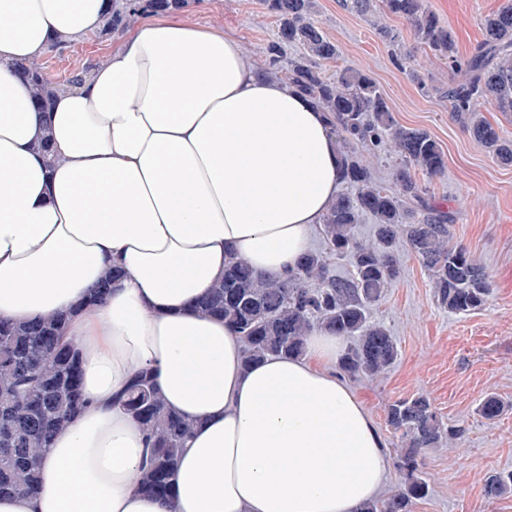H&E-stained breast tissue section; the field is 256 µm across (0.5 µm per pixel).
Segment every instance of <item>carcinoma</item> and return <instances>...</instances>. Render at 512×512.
Wrapping results in <instances>:
<instances>
[{"mask_svg":"<svg viewBox=\"0 0 512 512\" xmlns=\"http://www.w3.org/2000/svg\"><path fill=\"white\" fill-rule=\"evenodd\" d=\"M357 14L380 13L405 21L416 41L438 60L448 61V107L474 138L497 160L512 166V140L502 137L482 115L494 105L512 112V4L484 17L483 40L461 60L455 37L424 0H341ZM278 22L277 39L265 47L267 71L276 67L283 48L297 47L301 55L288 65L287 80L325 113L340 150L344 181L355 188L340 195L323 218L329 250L345 259V277L332 274L326 257L308 253L296 271L279 281L256 275L243 261L229 260L224 278L199 303L205 315H217L235 330L245 364L269 355L305 356L306 337L317 328L353 339L340 358L339 369L350 378H377L396 362L398 349L389 330L371 319L391 281L400 274L397 253L405 245L428 271L435 301L452 313L480 310L492 292L485 268L462 245L452 242L455 216L434 205L428 187L411 168L433 180L445 175L447 162L439 142L421 129L407 128L392 109L370 72L343 66L334 75L323 70L339 56L338 46L313 18L315 0H260ZM189 0H120L108 13L102 32L116 33L143 16L179 11ZM381 39L402 61L408 50L399 33L378 27ZM20 74L37 97L49 100L58 88L33 64L21 63ZM389 146L397 159L396 188L378 184L367 156ZM376 224L371 239L355 237L362 215ZM71 313H58L34 322L0 321V497L35 495L42 483L44 455L55 435L88 406L80 387L81 362L64 342ZM123 406L146 431L151 455L136 482L140 490L166 496L181 452L194 422L168 410L150 372L142 371L123 399ZM508 408L494 394L485 396L478 412L494 421ZM389 426L400 435L397 463L405 472L403 487L387 499L369 501L359 512H412L415 501L429 493L420 475L419 459L428 448L453 445L463 429L443 423L431 400L417 394L395 400L386 408ZM485 495H512V470L490 473Z\"/></svg>","mask_w":512,"mask_h":512,"instance_id":"obj_1","label":"carcinoma"}]
</instances>
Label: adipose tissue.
Listing matches in <instances>:
<instances>
[{
    "mask_svg": "<svg viewBox=\"0 0 512 512\" xmlns=\"http://www.w3.org/2000/svg\"><path fill=\"white\" fill-rule=\"evenodd\" d=\"M106 7L0 0V320L71 312L89 402L54 437L40 494L0 512H357L388 463L334 370L342 337L317 330L305 357L247 366L234 330L196 308L230 258L270 281L295 269L343 186L336 139L235 40L180 18L135 25L42 111L17 62ZM144 369L195 424L167 499L137 489L149 448L118 403Z\"/></svg>",
    "mask_w": 512,
    "mask_h": 512,
    "instance_id": "ef3b65f1",
    "label": "adipose tissue"
}]
</instances>
